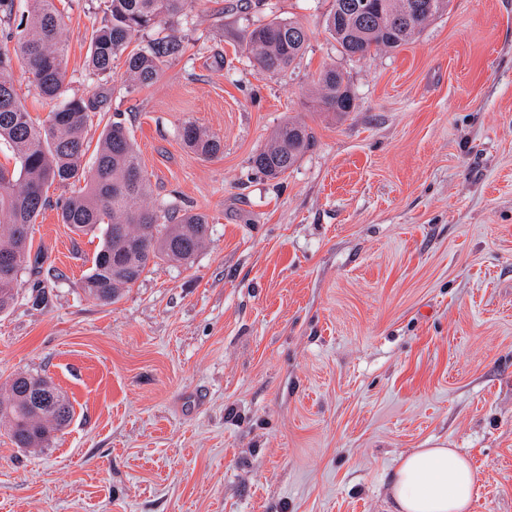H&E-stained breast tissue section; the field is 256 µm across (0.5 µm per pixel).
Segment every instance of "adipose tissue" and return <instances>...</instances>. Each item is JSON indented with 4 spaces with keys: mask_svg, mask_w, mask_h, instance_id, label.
<instances>
[{
    "mask_svg": "<svg viewBox=\"0 0 512 512\" xmlns=\"http://www.w3.org/2000/svg\"><path fill=\"white\" fill-rule=\"evenodd\" d=\"M477 477L453 448H419L404 457L388 481L395 512H468Z\"/></svg>",
    "mask_w": 512,
    "mask_h": 512,
    "instance_id": "adipose-tissue-1",
    "label": "adipose tissue"
}]
</instances>
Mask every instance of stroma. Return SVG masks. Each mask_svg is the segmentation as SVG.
<instances>
[{
  "instance_id": "1",
  "label": "stroma",
  "mask_w": 512,
  "mask_h": 512,
  "mask_svg": "<svg viewBox=\"0 0 512 512\" xmlns=\"http://www.w3.org/2000/svg\"><path fill=\"white\" fill-rule=\"evenodd\" d=\"M192 0L181 57L140 89L86 66L108 0H58L68 95L125 122L155 206L206 214L193 262L149 265L105 305L79 286L100 245L30 228L32 259L0 313V395L50 379L69 425L37 452L0 428V512H388L415 448L478 474L470 512H512V0H450L408 45L349 58L332 0ZM308 33L296 68L263 74L249 31ZM352 112L309 107L323 67ZM311 147L270 180L250 158L282 122ZM193 122L219 137L202 159ZM181 138L193 153L203 159H211L224 152L223 142L195 123L183 126Z\"/></svg>"
}]
</instances>
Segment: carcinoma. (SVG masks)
Returning a JSON list of instances; mask_svg holds the SVG:
<instances>
[{"label": "carcinoma", "mask_w": 512, "mask_h": 512, "mask_svg": "<svg viewBox=\"0 0 512 512\" xmlns=\"http://www.w3.org/2000/svg\"><path fill=\"white\" fill-rule=\"evenodd\" d=\"M26 21L13 27L16 0H0V143L9 145L13 168L0 165V313L15 300L19 277L30 260V224L45 208L46 190L54 183L84 181L85 187L60 204L61 222L75 233H100L101 245L80 288L88 296L110 304L133 286L149 263L167 261L187 265L207 244L209 219L171 203L159 210L142 203L152 193L137 148L127 126L105 124L94 161L83 165L87 145L83 132L94 103L76 95L64 97L67 85L68 36L56 0H24ZM109 19L91 33L87 67L108 75L114 62L124 59L125 81L146 88L162 76L164 67L183 52L179 37L168 33L148 47L128 51L140 32L164 27L180 16L191 0H109ZM407 0H333L326 29L342 52L363 59L383 49L396 50L420 34L448 8L436 0L429 15L414 17L404 10ZM305 28L292 21L271 20L248 35L247 48L256 67L266 73L295 68L306 49ZM31 75L39 94L60 104L41 123H34L10 77L14 61ZM315 102L327 112L351 111L350 84L334 68L321 72ZM184 144L197 156L211 159L224 152L223 142L195 123L182 128ZM306 124L286 120L251 159L253 167L270 179L292 169L311 146ZM45 378L19 375L0 399V423L18 448H44L71 420L68 397L55 389L54 401L35 402L29 388Z\"/></svg>", "instance_id": "1"}]
</instances>
